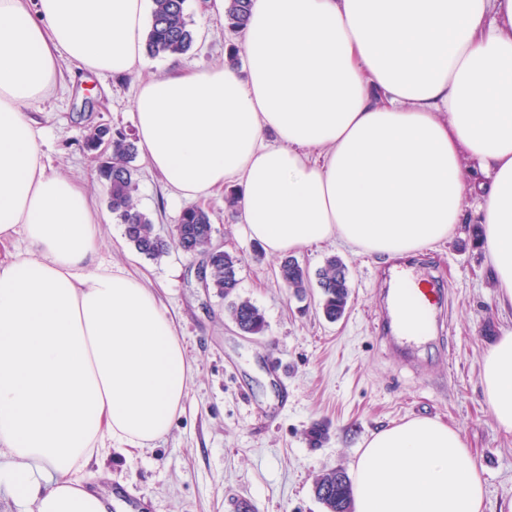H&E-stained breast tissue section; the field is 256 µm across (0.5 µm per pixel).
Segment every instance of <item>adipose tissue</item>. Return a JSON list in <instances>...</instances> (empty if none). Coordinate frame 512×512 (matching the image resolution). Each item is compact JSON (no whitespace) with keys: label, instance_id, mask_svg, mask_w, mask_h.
<instances>
[{"label":"adipose tissue","instance_id":"obj_1","mask_svg":"<svg viewBox=\"0 0 512 512\" xmlns=\"http://www.w3.org/2000/svg\"><path fill=\"white\" fill-rule=\"evenodd\" d=\"M147 0H0V488L35 512H107L86 469L165 436L192 378L143 281L98 261L87 190L48 172L32 112L60 60L146 68ZM244 72L140 80V145L176 197L234 188L273 255L329 239L389 258L476 220L512 318V0H252ZM480 383L512 434V330ZM354 512H483L459 431L413 417L371 434Z\"/></svg>","mask_w":512,"mask_h":512}]
</instances>
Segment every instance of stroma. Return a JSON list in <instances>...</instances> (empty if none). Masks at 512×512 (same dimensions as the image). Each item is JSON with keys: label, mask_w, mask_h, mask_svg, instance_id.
Returning a JSON list of instances; mask_svg holds the SVG:
<instances>
[{"label": "stroma", "mask_w": 512, "mask_h": 512, "mask_svg": "<svg viewBox=\"0 0 512 512\" xmlns=\"http://www.w3.org/2000/svg\"><path fill=\"white\" fill-rule=\"evenodd\" d=\"M197 32L190 54L150 60L146 75L180 64L207 68L224 63L232 37L221 15L203 14L188 0ZM59 87L36 106L41 113L43 153L52 171L82 182L101 217L103 260L146 274L173 319L195 367L188 394L169 433L153 448L128 456L113 451L90 465V488L118 501L117 512H234L249 497L260 512H325L313 482L336 468L353 472L367 438L412 417L446 422L461 434L486 480L484 512H512V435L501 433L479 385L484 356L512 320L494 303L486 253L474 227L458 225L448 240L425 248L422 277L441 282L447 295L441 332L413 347L410 363L394 355L379 334L384 329L381 270L392 260L357 253L329 240L296 251L310 273L336 255L348 267L351 301L337 322L318 308V292L299 299L277 279L280 256L254 254L238 217L211 198L214 237L241 256L240 284L233 297L255 304L266 320L263 334H242L229 316L230 300L202 287L197 258L170 249L152 260L139 254L107 207L95 161L83 149L88 128L105 123L134 133L130 101L137 78L75 75L62 62ZM136 199L160 231L176 223V200L144 157ZM325 421L329 438L311 447L312 422Z\"/></svg>", "instance_id": "1"}]
</instances>
